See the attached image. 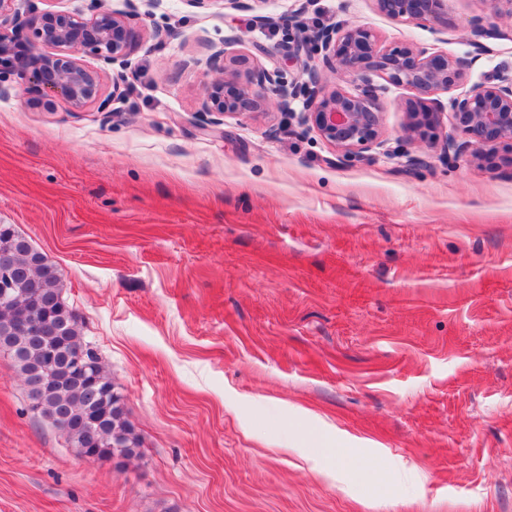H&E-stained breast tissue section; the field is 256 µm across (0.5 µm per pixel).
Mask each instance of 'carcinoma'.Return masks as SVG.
Wrapping results in <instances>:
<instances>
[{
    "label": "carcinoma",
    "instance_id": "carcinoma-1",
    "mask_svg": "<svg viewBox=\"0 0 512 512\" xmlns=\"http://www.w3.org/2000/svg\"><path fill=\"white\" fill-rule=\"evenodd\" d=\"M4 253L14 260L13 287L0 297V322L19 306L49 317L41 334L16 336L17 353L9 355L28 399L41 406L40 413L58 422L57 429L80 455L135 457L140 438L96 346L81 333L80 314L62 297L61 272L9 224H0V255ZM78 356L88 367L87 374L79 378L69 370V358Z\"/></svg>",
    "mask_w": 512,
    "mask_h": 512
}]
</instances>
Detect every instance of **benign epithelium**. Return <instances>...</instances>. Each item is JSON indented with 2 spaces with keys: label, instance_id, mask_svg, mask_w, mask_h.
Wrapping results in <instances>:
<instances>
[{
  "label": "benign epithelium",
  "instance_id": "obj_1",
  "mask_svg": "<svg viewBox=\"0 0 512 512\" xmlns=\"http://www.w3.org/2000/svg\"><path fill=\"white\" fill-rule=\"evenodd\" d=\"M16 0H0V65L9 60L5 75L32 78L48 92L66 100L78 113L89 104L106 111L110 98L122 94L117 84L112 97L104 98L100 74L85 67L78 55L89 53L107 62L126 59L139 45L141 33L132 15L101 11L90 18L67 12H22ZM377 9L393 19L409 22H442L445 0H374ZM470 34L476 48L489 38L512 39V32L481 18L472 21ZM24 55L13 58L15 46ZM206 66L216 74L205 88L203 111L220 116L258 112L276 98L280 109L301 98L299 120L315 129L322 139L349 161L363 160L373 150L385 148L373 73L393 85L412 90L405 103L408 136L431 137L450 113L454 133L440 142V157L459 159L471 145L494 148L512 140V71L502 70L476 82L463 95L443 103L432 95L466 82L470 61L429 53L412 45L388 48L363 26L328 25L290 46L295 56L305 55L299 74L285 82L277 68L252 63L227 47L207 46ZM325 68L356 75L362 84L352 91L330 89L322 82Z\"/></svg>",
  "mask_w": 512,
  "mask_h": 512
}]
</instances>
